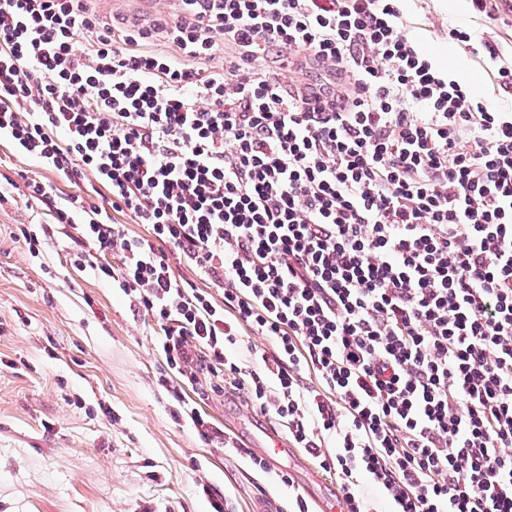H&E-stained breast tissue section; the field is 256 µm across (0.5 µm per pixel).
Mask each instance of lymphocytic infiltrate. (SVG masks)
Segmentation results:
<instances>
[{"label":"lymphocytic infiltrate","instance_id":"1","mask_svg":"<svg viewBox=\"0 0 512 512\" xmlns=\"http://www.w3.org/2000/svg\"><path fill=\"white\" fill-rule=\"evenodd\" d=\"M403 2L179 0L142 25L0 0V139L47 170L23 195L74 265L155 322L205 440L201 371L334 472L345 512H369L361 475L393 512H512V111L445 75ZM448 36L512 96L494 39Z\"/></svg>","mask_w":512,"mask_h":512}]
</instances>
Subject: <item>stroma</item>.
<instances>
[{
  "label": "stroma",
  "instance_id": "stroma-1",
  "mask_svg": "<svg viewBox=\"0 0 512 512\" xmlns=\"http://www.w3.org/2000/svg\"><path fill=\"white\" fill-rule=\"evenodd\" d=\"M412 21L429 49L452 26L495 30L469 0H424ZM448 70L498 100L475 57L450 49ZM50 221L17 189H0V512H208L200 482L225 496L228 512H286V481L301 466L317 493L337 496L335 475L301 449L260 470L178 420L150 318L71 264L61 228L30 256L23 231ZM215 383L202 376L184 397L223 427L246 404Z\"/></svg>",
  "mask_w": 512,
  "mask_h": 512
}]
</instances>
